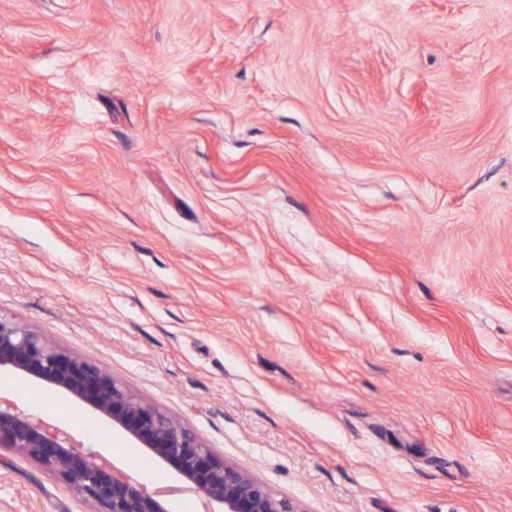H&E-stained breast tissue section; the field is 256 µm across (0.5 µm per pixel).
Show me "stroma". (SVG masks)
Wrapping results in <instances>:
<instances>
[{
	"label": "stroma",
	"mask_w": 512,
	"mask_h": 512,
	"mask_svg": "<svg viewBox=\"0 0 512 512\" xmlns=\"http://www.w3.org/2000/svg\"><path fill=\"white\" fill-rule=\"evenodd\" d=\"M0 316L304 512H512V0H0Z\"/></svg>",
	"instance_id": "35a3bbf8"
}]
</instances>
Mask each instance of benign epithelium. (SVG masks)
Here are the masks:
<instances>
[{
	"label": "benign epithelium",
	"mask_w": 512,
	"mask_h": 512,
	"mask_svg": "<svg viewBox=\"0 0 512 512\" xmlns=\"http://www.w3.org/2000/svg\"><path fill=\"white\" fill-rule=\"evenodd\" d=\"M0 368L84 403L137 447L169 466L221 512H305L251 474L216 455L153 404L138 399L98 365L0 317ZM0 448H10L55 473L93 512H172L136 478L112 469L66 432L0 402Z\"/></svg>",
	"instance_id": "7a95c632"
}]
</instances>
